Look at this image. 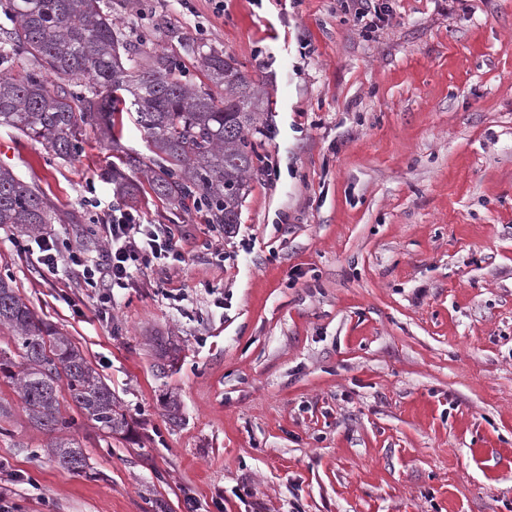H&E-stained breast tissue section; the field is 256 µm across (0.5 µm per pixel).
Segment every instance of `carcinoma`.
<instances>
[{
	"label": "carcinoma",
	"instance_id": "1",
	"mask_svg": "<svg viewBox=\"0 0 512 512\" xmlns=\"http://www.w3.org/2000/svg\"><path fill=\"white\" fill-rule=\"evenodd\" d=\"M12 23L0 28V127H10L57 158L78 155L85 127L94 125L119 151L114 114L129 104L149 139V153H122L104 171L125 200L140 192L123 168L148 175L154 194L206 213L229 229L249 190L246 175L261 155L252 140L264 97L224 52L201 44L196 53L207 78L224 96L184 80L178 60L145 42L126 40L102 0H4ZM57 219L51 200L32 183L0 167V225L38 232ZM0 326L8 329L21 362L0 356V378L18 385L30 423L48 433L69 429L60 389L104 434L129 435L126 414L80 349L22 298L12 278L0 276ZM48 451L64 468L89 464L70 439Z\"/></svg>",
	"mask_w": 512,
	"mask_h": 512
}]
</instances>
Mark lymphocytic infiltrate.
<instances>
[{"label": "lymphocytic infiltrate", "mask_w": 512, "mask_h": 512, "mask_svg": "<svg viewBox=\"0 0 512 512\" xmlns=\"http://www.w3.org/2000/svg\"><path fill=\"white\" fill-rule=\"evenodd\" d=\"M105 250L101 262L86 264L80 252L44 234L30 241L15 238L13 245L23 254L35 255L48 273H55L60 263L76 268L84 287L94 290L101 307H109L114 289L129 287L135 272L161 259H178L177 239L173 231L157 232L142 222L139 214L110 206L104 212Z\"/></svg>", "instance_id": "lymphocytic-infiltrate-1"}]
</instances>
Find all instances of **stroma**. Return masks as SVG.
<instances>
[{"instance_id":"35a3bbf8","label":"stroma","mask_w":512,"mask_h":512,"mask_svg":"<svg viewBox=\"0 0 512 512\" xmlns=\"http://www.w3.org/2000/svg\"><path fill=\"white\" fill-rule=\"evenodd\" d=\"M104 2L191 84L200 43L259 82L264 164L231 234L135 174L181 258L135 273L107 317L0 226V274L135 429L76 416L90 468L71 472L0 379V492L17 512H512V0H387L368 36L336 0ZM112 161L91 129L65 162L0 127V166L90 260L84 201H115ZM160 340L177 348L163 372Z\"/></svg>"}]
</instances>
